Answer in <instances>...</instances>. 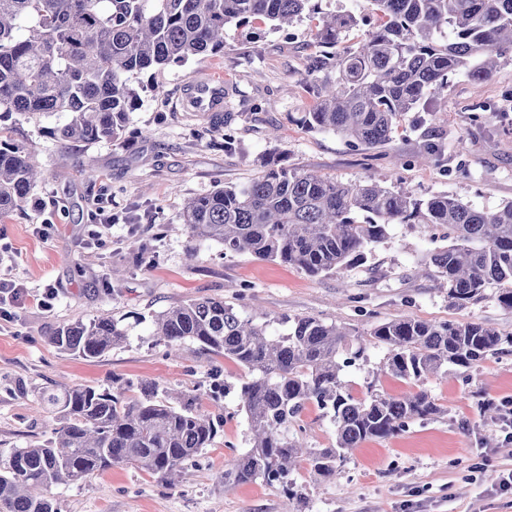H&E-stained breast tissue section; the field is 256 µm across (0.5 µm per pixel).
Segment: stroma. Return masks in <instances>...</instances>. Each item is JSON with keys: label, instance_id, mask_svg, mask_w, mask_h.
Returning a JSON list of instances; mask_svg holds the SVG:
<instances>
[{"label": "stroma", "instance_id": "obj_1", "mask_svg": "<svg viewBox=\"0 0 512 512\" xmlns=\"http://www.w3.org/2000/svg\"><path fill=\"white\" fill-rule=\"evenodd\" d=\"M310 19L272 29L263 21L224 30V50L164 70L133 76L143 86L121 141L62 148L53 116L0 119V137L22 144L42 180L24 210L0 220V278L21 293L0 301V454L44 442L54 420L39 405L42 391L60 384L113 388L132 396L143 381L170 394H218L224 430L174 481L137 467H115L79 485L52 487L57 512H287L277 489L260 483L224 489L232 451H245L248 425L235 363L192 342L178 355L151 335L153 313L190 299L221 298L263 322L313 316L359 330L411 315L432 321L476 319L512 334V312L494 298L464 308L419 275L426 255L445 245L442 230L392 225L388 237L359 266L312 278L303 271L202 242L187 260L181 212L186 201L260 175L271 153L290 168L329 180L385 181L418 196L446 193L479 208L512 201V50L485 80L458 73L433 95L441 137L437 162L418 158L423 147L416 113L405 115L390 144L354 148L299 119L315 103L306 77L314 47ZM212 72L229 78L224 115L236 131L231 150L211 146L222 124L179 112L183 84ZM50 225L49 236L36 232ZM53 290L51 306L41 300ZM112 313L131 327L128 343L85 360L59 352L49 338L59 326ZM385 352L369 347L345 378L357 392L368 384L400 395L409 384L382 371ZM427 389L440 414L394 437L355 449L335 477L293 478L309 512H512L499 477L512 468V443L500 420L484 419V402L512 398V352L487 359L467 377L431 379Z\"/></svg>", "mask_w": 512, "mask_h": 512}]
</instances>
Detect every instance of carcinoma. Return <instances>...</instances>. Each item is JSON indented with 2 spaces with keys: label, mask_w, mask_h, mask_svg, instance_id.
<instances>
[{
  "label": "carcinoma",
  "mask_w": 512,
  "mask_h": 512,
  "mask_svg": "<svg viewBox=\"0 0 512 512\" xmlns=\"http://www.w3.org/2000/svg\"><path fill=\"white\" fill-rule=\"evenodd\" d=\"M366 3L380 23L357 46L338 49L343 33L362 21L351 12L327 14L312 34L317 51L307 74L317 84V101L300 121L372 149L392 141L405 114L425 113L421 155L434 157L440 146L430 95L459 72L491 77L496 56L512 48V0ZM319 10V0H0V118L57 115L63 122L53 134L65 147L117 141L141 101L130 76L224 51V29L232 23L260 19L279 29ZM37 176L27 149L0 139V216L31 202ZM183 224L190 256L196 243L211 240L311 277L360 264L391 224L443 228L448 245L429 254V266L449 304H475L493 287L498 304L512 311V201L478 209L448 194L421 198L377 183L324 179L276 156L251 182L191 199ZM286 324L274 333L271 324L255 323L222 299L189 300L153 315V336L169 351L192 341L245 371L239 395L249 447L224 467V487H278L288 512L308 508L291 479L294 470L334 477L351 450L440 412L425 380L445 377L450 368L465 374L512 347V335L478 320L404 315L371 326L355 348L345 327L311 316ZM129 338L128 326L100 315L60 327L49 341L90 360ZM371 344L386 350V373L412 391L392 396L370 385L361 396L354 392L344 371ZM158 393L154 382L127 398L93 386L42 393L57 420L53 437L0 461V512H55L47 498L52 487L124 464L173 479L215 444L224 413L202 411L197 395L174 405ZM312 409L333 429L326 448H312L302 436Z\"/></svg>",
  "instance_id": "obj_1"
}]
</instances>
